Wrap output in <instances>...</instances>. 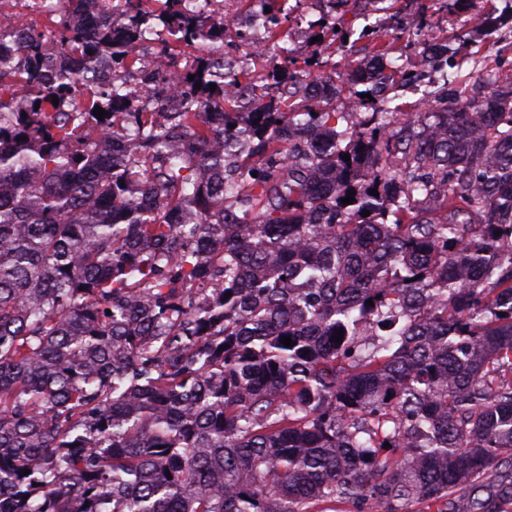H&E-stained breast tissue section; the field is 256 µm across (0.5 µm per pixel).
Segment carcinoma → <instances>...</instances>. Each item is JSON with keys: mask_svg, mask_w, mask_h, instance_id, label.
<instances>
[{"mask_svg": "<svg viewBox=\"0 0 512 512\" xmlns=\"http://www.w3.org/2000/svg\"><path fill=\"white\" fill-rule=\"evenodd\" d=\"M83 2L0 61V512H512V78L394 130L291 103L280 0L258 76L208 0ZM241 34L236 33L234 36L224 34V56L236 59L238 64L248 71L264 70L267 67L266 57L256 56L252 48H249L251 36L245 39Z\"/></svg>", "mask_w": 512, "mask_h": 512, "instance_id": "cac0c4a2", "label": "carcinoma"}]
</instances>
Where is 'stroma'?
Instances as JSON below:
<instances>
[{
  "label": "stroma",
  "mask_w": 512,
  "mask_h": 512,
  "mask_svg": "<svg viewBox=\"0 0 512 512\" xmlns=\"http://www.w3.org/2000/svg\"><path fill=\"white\" fill-rule=\"evenodd\" d=\"M344 17L337 32L317 26L320 18ZM426 19L448 40V68L460 69L469 57L485 58L490 73L512 76V7L506 0H288L283 27L297 63H324L335 70L342 91L334 99L337 111L362 103L346 80L347 58L366 46L390 44L387 68L410 77L422 54V37L401 38L402 28Z\"/></svg>",
  "instance_id": "1"
}]
</instances>
